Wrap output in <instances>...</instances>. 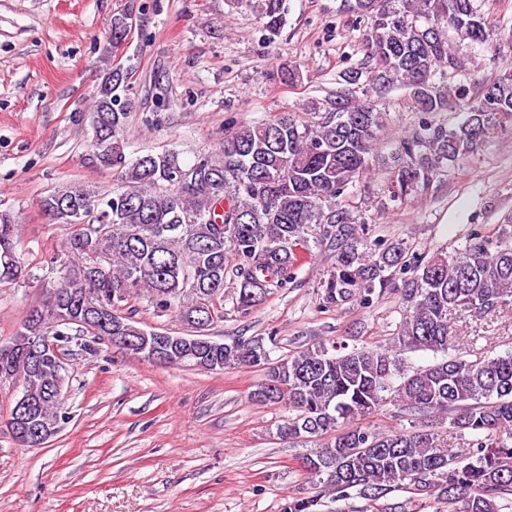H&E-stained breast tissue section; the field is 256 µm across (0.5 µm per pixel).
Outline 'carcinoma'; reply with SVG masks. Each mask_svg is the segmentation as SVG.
Returning a JSON list of instances; mask_svg holds the SVG:
<instances>
[{"instance_id": "carcinoma-1", "label": "carcinoma", "mask_w": 512, "mask_h": 512, "mask_svg": "<svg viewBox=\"0 0 512 512\" xmlns=\"http://www.w3.org/2000/svg\"><path fill=\"white\" fill-rule=\"evenodd\" d=\"M247 2L268 31H279L285 0ZM345 2L353 24L364 28V66L338 74L325 106L243 126L191 163L170 151L127 156L132 68L106 69L88 110L94 161L119 172L123 186L101 196L66 183L40 199L48 223L67 236L50 261L52 288L0 345V382L17 383L36 402L39 424L56 428L64 408L54 392L58 364L50 358L33 366L27 337L38 326L70 336L72 325L57 324L62 307L104 303L112 309L104 337L89 334L85 343L96 354L112 344L144 358L128 347L147 332L132 300L145 299L188 327L200 319L207 325L224 316L230 279L237 309L247 314L292 280L310 242L328 240L336 258L321 283L322 306L366 304L376 289L393 286L409 314L391 348L331 353L317 346L272 363L259 339L212 348L207 333L184 332L164 348L168 365L211 372L264 366L250 399L288 405L291 414L279 428L285 439L334 434L300 466L338 497L354 491L376 502L406 491L444 503L448 512H501V502L512 500V352L491 358L474 347L465 357L445 356L412 371L404 355L445 354L461 340L452 317H485L512 303V230H471L450 254L409 258L401 241L368 243L347 190L378 170L395 198H415L512 120V73L483 79L466 121L446 126L437 116L466 98L468 76L448 31L490 47L498 37L476 0ZM396 85L407 90L417 121L385 140L376 102ZM17 246L15 220L1 212L0 284L28 276ZM388 403L419 422L451 416L458 443L450 447L418 424L380 432L362 423ZM319 502L296 499L288 512H318Z\"/></svg>"}]
</instances>
